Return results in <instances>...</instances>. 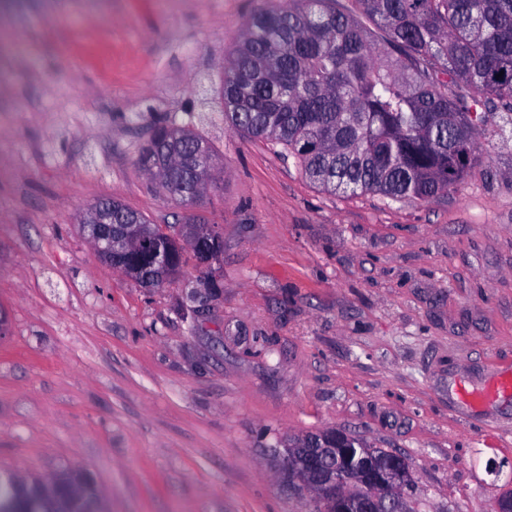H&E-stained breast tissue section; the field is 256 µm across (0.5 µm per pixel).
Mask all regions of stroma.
Wrapping results in <instances>:
<instances>
[{
	"mask_svg": "<svg viewBox=\"0 0 512 512\" xmlns=\"http://www.w3.org/2000/svg\"><path fill=\"white\" fill-rule=\"evenodd\" d=\"M263 0H0V475L75 471L102 512H307L274 452L337 428L407 456L415 512L512 492V126L455 192L309 181L224 128V50ZM192 121L219 154L193 214L224 244L145 288L80 216L179 207L137 163Z\"/></svg>",
	"mask_w": 512,
	"mask_h": 512,
	"instance_id": "obj_1",
	"label": "stroma"
}]
</instances>
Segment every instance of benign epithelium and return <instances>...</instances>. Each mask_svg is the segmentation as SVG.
<instances>
[{"instance_id": "benign-epithelium-1", "label": "benign epithelium", "mask_w": 512, "mask_h": 512, "mask_svg": "<svg viewBox=\"0 0 512 512\" xmlns=\"http://www.w3.org/2000/svg\"><path fill=\"white\" fill-rule=\"evenodd\" d=\"M84 230L99 256L130 275L142 267L146 248L160 240L184 241L204 262L219 256L213 248L219 234L207 224H127L121 234L114 235L112 210L96 205ZM356 445L354 439L334 429L288 439L281 475L284 482L310 493V512H325L328 503L336 512H402L405 490L411 485L404 457L394 452L384 461L363 447L353 464Z\"/></svg>"}]
</instances>
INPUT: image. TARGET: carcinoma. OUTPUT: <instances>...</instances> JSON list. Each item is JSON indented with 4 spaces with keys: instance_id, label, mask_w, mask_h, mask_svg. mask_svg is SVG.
Here are the masks:
<instances>
[{
    "instance_id": "carcinoma-1",
    "label": "carcinoma",
    "mask_w": 512,
    "mask_h": 512,
    "mask_svg": "<svg viewBox=\"0 0 512 512\" xmlns=\"http://www.w3.org/2000/svg\"><path fill=\"white\" fill-rule=\"evenodd\" d=\"M268 0L246 17L224 56L220 98L228 129L292 155L330 193H377L426 201L461 186L475 168L492 119L512 125V0ZM367 19L383 32L374 44ZM180 167L158 162L163 137L137 163L183 201L187 168L212 185L215 150L181 126ZM100 204L126 224H146L115 199ZM20 488L0 479V512ZM92 489L59 500L57 512H93Z\"/></svg>"
}]
</instances>
